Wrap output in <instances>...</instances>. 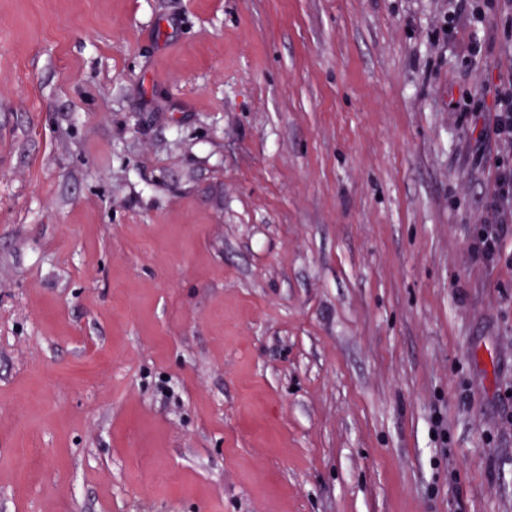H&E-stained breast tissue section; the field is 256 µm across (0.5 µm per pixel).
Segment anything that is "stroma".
Returning <instances> with one entry per match:
<instances>
[{
    "label": "stroma",
    "mask_w": 512,
    "mask_h": 512,
    "mask_svg": "<svg viewBox=\"0 0 512 512\" xmlns=\"http://www.w3.org/2000/svg\"><path fill=\"white\" fill-rule=\"evenodd\" d=\"M0 0V512H512V0ZM496 115L494 131L504 141L512 142V76L507 86L500 82L494 89ZM497 183L500 188V193L497 201L493 204V208L501 216L500 224H507V212L503 211L501 205L508 203L512 199V168L508 166L498 167ZM507 225H499L492 233L483 231L477 238L475 250L484 259L492 260L500 254Z\"/></svg>",
    "instance_id": "obj_1"
}]
</instances>
